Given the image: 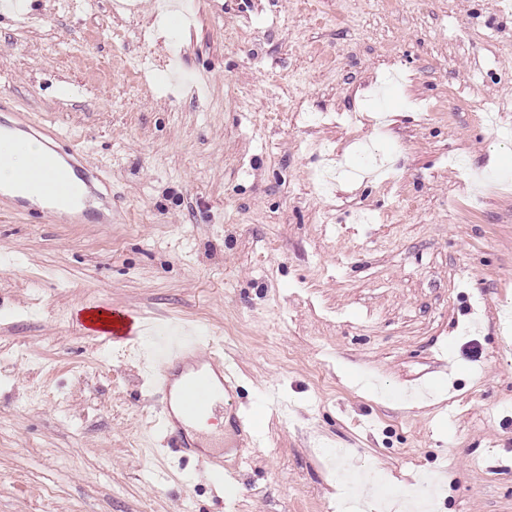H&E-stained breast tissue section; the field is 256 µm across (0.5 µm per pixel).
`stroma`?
<instances>
[{
	"label": "stroma",
	"instance_id": "1",
	"mask_svg": "<svg viewBox=\"0 0 512 512\" xmlns=\"http://www.w3.org/2000/svg\"><path fill=\"white\" fill-rule=\"evenodd\" d=\"M127 2L0 0V120L60 132L112 213L0 209V512H337L371 476L512 512V10ZM174 320L262 418L265 447L224 431L233 481L151 426L127 351ZM86 319L91 324L105 325L112 328V333L110 331L99 329L96 331H100V334H106L107 336L112 334L114 340L126 339L129 336H137L144 330V327L140 322L126 315L116 316L112 322V313L105 311H88L86 312Z\"/></svg>",
	"mask_w": 512,
	"mask_h": 512
}]
</instances>
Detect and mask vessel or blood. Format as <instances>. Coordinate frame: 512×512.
<instances>
[{"label":"vessel or blood","instance_id":"1","mask_svg":"<svg viewBox=\"0 0 512 512\" xmlns=\"http://www.w3.org/2000/svg\"><path fill=\"white\" fill-rule=\"evenodd\" d=\"M72 154L71 147L54 146L52 154L35 157L15 180L20 189L40 194L42 212L60 222L94 214L82 183L56 174L55 156ZM139 369L143 381L163 396L159 422L170 447L186 459L197 455L194 428L223 413L238 389L235 366L217 348L202 349L195 331L175 326L163 336L157 356L140 359ZM234 422L241 446L260 447L263 433L252 415L236 414Z\"/></svg>","mask_w":512,"mask_h":512}]
</instances>
